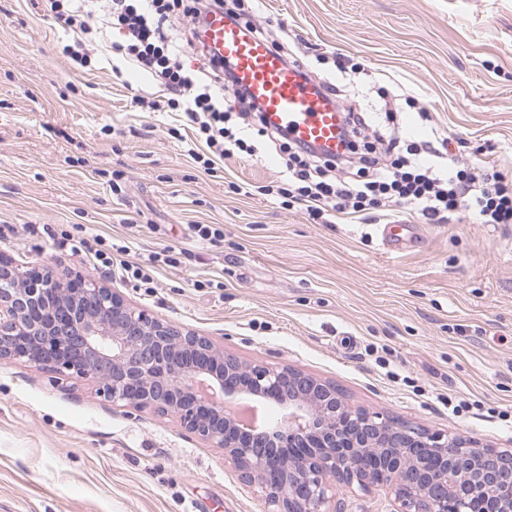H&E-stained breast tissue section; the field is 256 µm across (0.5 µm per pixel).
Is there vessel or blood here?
<instances>
[{"label": "vessel or blood", "mask_w": 512, "mask_h": 512, "mask_svg": "<svg viewBox=\"0 0 512 512\" xmlns=\"http://www.w3.org/2000/svg\"><path fill=\"white\" fill-rule=\"evenodd\" d=\"M201 37L212 54L228 62L239 87L262 110L269 125L289 138L333 156L345 149L344 119L340 108L299 66L286 62L281 52L240 22L209 13Z\"/></svg>", "instance_id": "b4317fda"}]
</instances>
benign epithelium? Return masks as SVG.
Returning a JSON list of instances; mask_svg holds the SVG:
<instances>
[{"label": "benign epithelium", "mask_w": 512, "mask_h": 512, "mask_svg": "<svg viewBox=\"0 0 512 512\" xmlns=\"http://www.w3.org/2000/svg\"><path fill=\"white\" fill-rule=\"evenodd\" d=\"M89 377L112 404L175 415L224 449L265 512H336V491L384 485L391 512H512V449L370 412L290 366L247 364L80 273L23 270L0 253V361ZM240 399L288 410L248 426Z\"/></svg>", "instance_id": "7a95c632"}]
</instances>
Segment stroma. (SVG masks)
Masks as SVG:
<instances>
[{
    "label": "stroma",
    "mask_w": 512,
    "mask_h": 512,
    "mask_svg": "<svg viewBox=\"0 0 512 512\" xmlns=\"http://www.w3.org/2000/svg\"><path fill=\"white\" fill-rule=\"evenodd\" d=\"M248 18L329 79L341 108L373 122L379 87L414 96L396 108L403 138L437 127L448 154L512 171V0H257ZM65 36L43 0H0V251L105 278L133 306L356 406L512 447V224L418 223L392 254L379 225L313 223L271 192L279 152L207 172L169 133L181 114L141 111L136 95L159 88L132 68L113 75L122 33L108 30L87 72L61 54ZM339 59L357 72H337ZM29 224L81 227L143 265L170 245L179 262L152 264L146 289ZM196 224L223 225V240L200 241ZM263 510L223 450L176 418L113 407L87 378L0 363V512Z\"/></svg>",
    "instance_id": "1"
}]
</instances>
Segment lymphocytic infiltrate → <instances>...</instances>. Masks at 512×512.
<instances>
[{"label":"lymphocytic infiltrate","mask_w":512,"mask_h":512,"mask_svg":"<svg viewBox=\"0 0 512 512\" xmlns=\"http://www.w3.org/2000/svg\"><path fill=\"white\" fill-rule=\"evenodd\" d=\"M48 12L63 22L73 38L62 54L77 71L91 69L103 25L123 34L113 43V54L121 56L160 87V95L138 97L144 112H179L193 129L187 141L188 155L202 168L215 159L243 153L253 155L255 147L246 138L253 125L263 124L260 108L237 89L227 65L207 58L197 38L202 17L214 10L228 18L241 17L242 0H47ZM206 57L210 78L186 68V47ZM378 151L359 158L334 160L313 148L288 145V179L278 195L283 206L303 204L308 217L317 224L333 219H359L384 211L392 203L410 207L428 224H446L460 212L470 213L481 224H512V178L495 167L473 168L463 162L448 165L441 175L423 155L428 143H400L378 132ZM205 141L208 150L196 149ZM354 175L343 176L349 164Z\"/></svg>","instance_id":"f902f5d3"}]
</instances>
